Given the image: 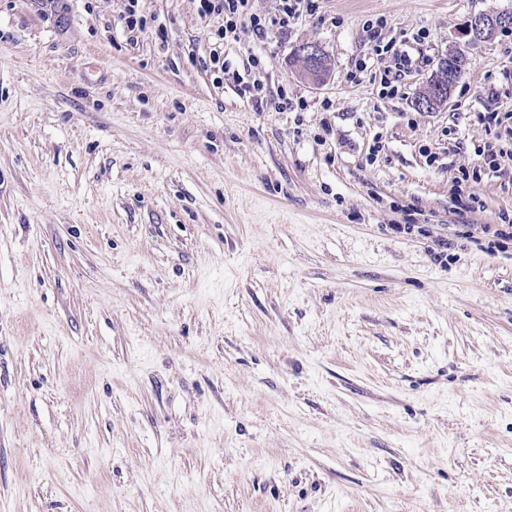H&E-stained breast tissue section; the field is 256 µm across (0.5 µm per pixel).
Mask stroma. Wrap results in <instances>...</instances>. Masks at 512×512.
<instances>
[{
    "label": "stroma",
    "instance_id": "obj_1",
    "mask_svg": "<svg viewBox=\"0 0 512 512\" xmlns=\"http://www.w3.org/2000/svg\"><path fill=\"white\" fill-rule=\"evenodd\" d=\"M145 7L132 32L122 0H0V512H512V239L481 230L512 162L475 210L453 191L478 114L512 113V34L462 32L512 0L243 25L224 55H262L260 111L195 0ZM379 16L416 61L387 97ZM467 66V58L458 57L453 53L442 58L439 69L426 85L427 95L418 102L420 107L426 111H433L447 105L453 85L466 73ZM448 71H452L456 77H449Z\"/></svg>",
    "mask_w": 512,
    "mask_h": 512
}]
</instances>
